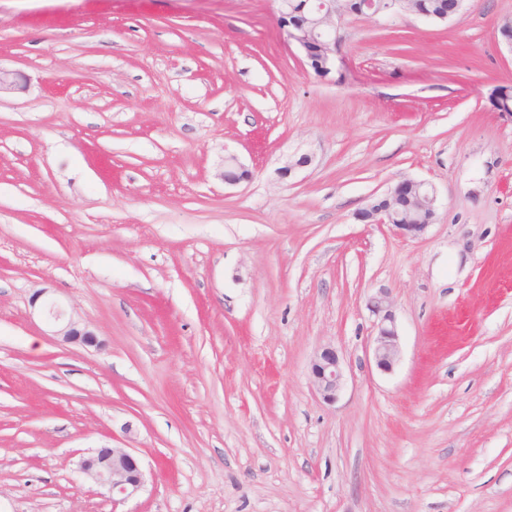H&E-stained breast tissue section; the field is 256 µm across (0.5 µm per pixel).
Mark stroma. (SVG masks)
<instances>
[{
  "mask_svg": "<svg viewBox=\"0 0 512 512\" xmlns=\"http://www.w3.org/2000/svg\"><path fill=\"white\" fill-rule=\"evenodd\" d=\"M505 18L351 16L323 78L275 0H0L25 78L0 94V512H512ZM403 179L437 190L415 239L358 218ZM41 289L98 346L55 336ZM103 445L136 496L78 480ZM373 312L381 315L371 349L375 366L384 372L392 371L400 360V334L392 304L386 292H379L369 300ZM309 379L313 390L325 403H336L343 388L344 374L335 349L323 347L315 353ZM78 473L105 489L115 501L134 496L144 485L140 462L126 448L100 447L88 452L78 463Z\"/></svg>",
  "mask_w": 512,
  "mask_h": 512,
  "instance_id": "1",
  "label": "stroma"
}]
</instances>
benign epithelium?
Segmentation results:
<instances>
[{
	"label": "benign epithelium",
	"instance_id": "obj_1",
	"mask_svg": "<svg viewBox=\"0 0 512 512\" xmlns=\"http://www.w3.org/2000/svg\"><path fill=\"white\" fill-rule=\"evenodd\" d=\"M309 11L317 18L316 28L334 32L340 28L344 18L355 14L374 18L385 15L377 9L373 0H365L360 10L346 5V0H310ZM280 29L287 40L298 44L305 52L310 67L317 71L332 72L336 55V41H321L317 35L309 34L288 17L284 8L278 9ZM246 176V170L237 158L225 159L221 178L226 184H236ZM406 198L408 211L418 215L426 211L425 218L415 224H392L393 205ZM436 193L432 186L422 181L404 180L389 187L376 203L363 208L358 218L369 224H391L399 235L408 238L422 236L435 217ZM373 312L381 315L377 333L372 339L371 349L375 366L384 372L393 370L400 360V334L389 296L385 292L369 300ZM47 315L56 322H63L57 335L68 342L79 341L84 345L98 344L96 335L87 328H78L72 318L64 319V312L54 302L46 309ZM310 384L315 393L326 403L334 404L343 388L344 374L336 350L324 347L318 350L310 365ZM78 473L105 489L112 498L125 500L137 494L144 485V473L138 458L125 448L100 447L81 458Z\"/></svg>",
	"mask_w": 512,
	"mask_h": 512
}]
</instances>
